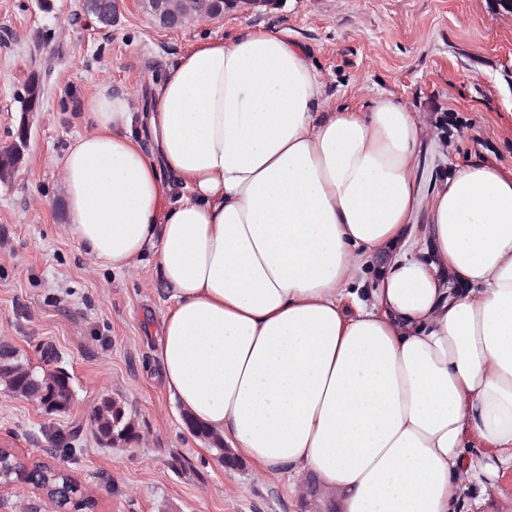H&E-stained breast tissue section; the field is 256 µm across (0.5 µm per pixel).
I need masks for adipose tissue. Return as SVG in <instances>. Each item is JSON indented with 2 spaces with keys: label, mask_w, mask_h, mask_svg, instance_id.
Masks as SVG:
<instances>
[{
  "label": "adipose tissue",
  "mask_w": 512,
  "mask_h": 512,
  "mask_svg": "<svg viewBox=\"0 0 512 512\" xmlns=\"http://www.w3.org/2000/svg\"><path fill=\"white\" fill-rule=\"evenodd\" d=\"M131 100L100 86L54 165L92 268L148 258L170 289L156 357L184 410L296 497L315 475L336 512L495 493L512 468V177L458 164L422 195L429 122L388 98L331 108L268 31L198 42L151 111Z\"/></svg>",
  "instance_id": "obj_1"
}]
</instances>
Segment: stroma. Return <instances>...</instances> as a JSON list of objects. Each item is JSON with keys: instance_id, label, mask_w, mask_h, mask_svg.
Returning <instances> with one entry per match:
<instances>
[{"instance_id": "35a3bbf8", "label": "stroma", "mask_w": 512, "mask_h": 512, "mask_svg": "<svg viewBox=\"0 0 512 512\" xmlns=\"http://www.w3.org/2000/svg\"><path fill=\"white\" fill-rule=\"evenodd\" d=\"M49 2L46 11L40 0H0V149L15 139L29 78L42 86L24 158L0 182V339L40 368L68 372L75 405L49 415L0 388V448L66 468L96 512H316L314 499L290 494L287 478L259 477L247 461L225 469L212 441L184 424L155 356L170 292L151 264L135 277L89 272L65 231L52 160L88 130L86 102L101 82L116 93L141 86L132 102L141 112L197 41L269 30L304 49L330 104L386 97L427 116L439 139L419 148L425 190L469 161L511 174L512 14L494 0H286L171 31L137 0H120L109 27L85 0ZM103 394L124 405L140 443L96 441L90 416ZM460 512H512V469L495 495L467 491Z\"/></svg>"}]
</instances>
